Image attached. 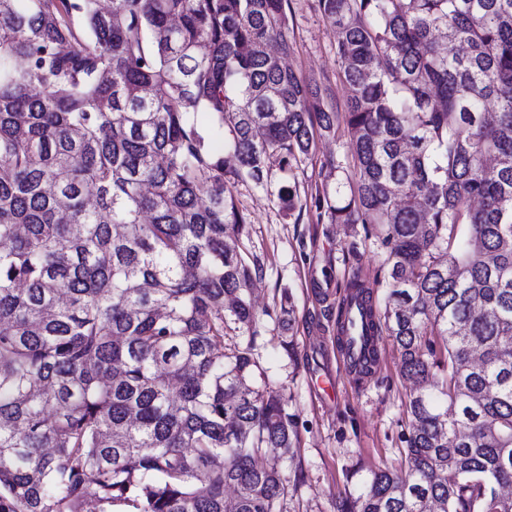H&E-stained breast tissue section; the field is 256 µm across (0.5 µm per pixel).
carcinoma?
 Masks as SVG:
<instances>
[{"label": "carcinoma", "mask_w": 512, "mask_h": 512, "mask_svg": "<svg viewBox=\"0 0 512 512\" xmlns=\"http://www.w3.org/2000/svg\"><path fill=\"white\" fill-rule=\"evenodd\" d=\"M342 112L288 67L287 0H0V512H279L296 423L256 358L233 188L385 249L358 379L413 381L404 471L336 512H512V0H317ZM223 140L224 152L212 140Z\"/></svg>", "instance_id": "carcinoma-1"}]
</instances>
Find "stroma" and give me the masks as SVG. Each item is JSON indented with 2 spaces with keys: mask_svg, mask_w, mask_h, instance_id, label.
<instances>
[{
  "mask_svg": "<svg viewBox=\"0 0 512 512\" xmlns=\"http://www.w3.org/2000/svg\"><path fill=\"white\" fill-rule=\"evenodd\" d=\"M288 18V64L329 88L333 104L344 105L347 90L335 36L316 0H289ZM349 143L342 125L335 138L315 137L309 159L289 177L302 209L284 211L272 188L243 184L235 191L248 218L246 245L263 266L253 298L258 309L270 312L261 322L257 354L285 397L298 432L293 454L282 455L277 448L266 453L288 480L281 512H336L338 494L354 491L368 470L398 469L404 462L403 438L409 430L404 402L412 383L400 373L391 338L380 337L379 363L363 381L341 368L336 339V308L353 279L365 284L377 306H384V251L366 238L361 225L318 219L309 204L316 190L334 186L330 166L347 156ZM285 291L294 306L290 354L281 345L282 329L274 318Z\"/></svg>",
  "mask_w": 512,
  "mask_h": 512,
  "instance_id": "obj_1",
  "label": "stroma"
}]
</instances>
